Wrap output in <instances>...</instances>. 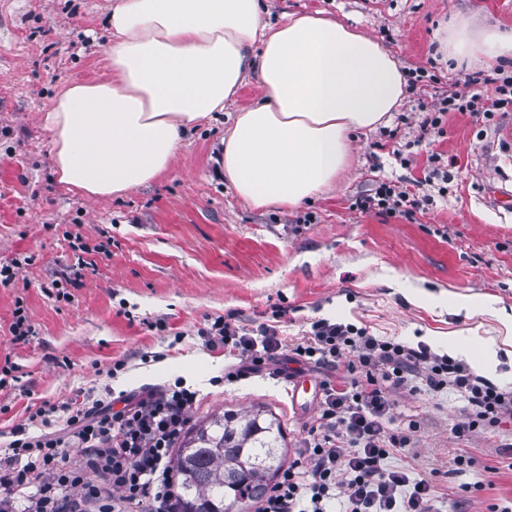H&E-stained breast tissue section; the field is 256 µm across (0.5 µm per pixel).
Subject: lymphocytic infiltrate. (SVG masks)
Masks as SVG:
<instances>
[{
    "label": "lymphocytic infiltrate",
    "instance_id": "lymphocytic-infiltrate-1",
    "mask_svg": "<svg viewBox=\"0 0 512 512\" xmlns=\"http://www.w3.org/2000/svg\"><path fill=\"white\" fill-rule=\"evenodd\" d=\"M496 92L487 105L476 93L441 96L427 122L437 125L452 110L494 116L512 106V75L501 77ZM209 344L234 356L224 370L228 382L262 370L282 347L292 360L312 361L331 373L321 384L301 448L256 500L254 512H442L428 478L390 463L413 448L416 429L412 422L397 424V395L421 385L435 394L459 393L466 403L464 421L453 428L459 438L512 417V391L475 374L463 361L350 324L321 319L310 336L286 345L276 329L258 340L227 319L213 324ZM196 397V391L178 384L127 397L118 411L101 402L40 405L28 420L41 423L43 433L16 427L0 450V512H179L172 449ZM56 413L67 436L49 430ZM69 439L80 448L83 465L71 464L63 454Z\"/></svg>",
    "mask_w": 512,
    "mask_h": 512
}]
</instances>
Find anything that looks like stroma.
<instances>
[{"label": "stroma", "mask_w": 512, "mask_h": 512, "mask_svg": "<svg viewBox=\"0 0 512 512\" xmlns=\"http://www.w3.org/2000/svg\"><path fill=\"white\" fill-rule=\"evenodd\" d=\"M112 0H0V444L48 402L92 401L182 381L197 392L190 423L227 410L264 406L280 420L295 454L318 408L296 404L291 380L258 374L223 382V348L206 336L214 321L259 336L309 335L317 320L351 323L374 336L463 359L478 375L512 389V214L484 190L512 184V154L497 136L512 108L486 119L449 112L421 130L438 93L463 90L484 74L493 95L497 66L457 63L441 50L450 23L512 29V0H267L271 18L321 10L392 49L410 91L373 131L351 136L352 162L336 183L295 207L257 209L225 181L224 132L261 89L248 83L223 111L194 125L170 168L149 185L99 200L58 182L44 114L56 92L111 75L106 20ZM394 180L421 205L411 217L363 211L357 199ZM470 298L471 313L456 311ZM24 314L33 334L15 339ZM124 362L113 371L115 362ZM455 393L418 390L397 399L398 419L418 423V472L446 494L447 512L468 496L471 512L512 508V472L483 463L512 450V421L470 440L452 433L464 419ZM465 448L478 468L458 473Z\"/></svg>", "instance_id": "35a3bbf8"}]
</instances>
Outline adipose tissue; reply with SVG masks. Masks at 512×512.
Here are the masks:
<instances>
[{
  "label": "adipose tissue",
  "instance_id": "1",
  "mask_svg": "<svg viewBox=\"0 0 512 512\" xmlns=\"http://www.w3.org/2000/svg\"><path fill=\"white\" fill-rule=\"evenodd\" d=\"M108 23L111 79L64 87L45 113L58 181L93 198L166 172L185 132L252 76L263 98L224 134V178L253 207H293L335 184L350 132L382 125L407 96L391 49L321 11L272 25L259 0H112ZM446 50L492 62L512 55V31L459 19Z\"/></svg>",
  "mask_w": 512,
  "mask_h": 512
}]
</instances>
